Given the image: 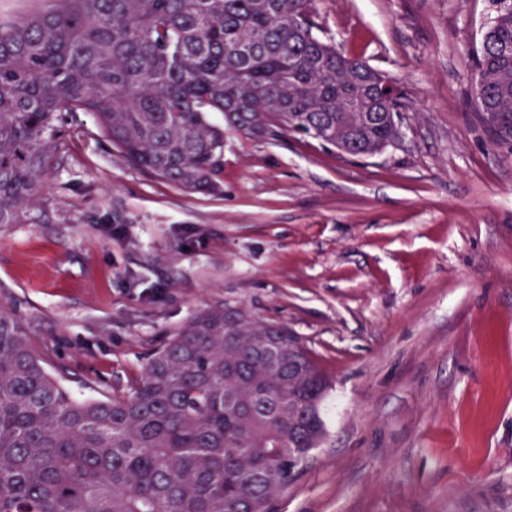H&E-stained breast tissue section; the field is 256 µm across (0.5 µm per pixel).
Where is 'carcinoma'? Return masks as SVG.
I'll return each mask as SVG.
<instances>
[{
  "label": "carcinoma",
  "mask_w": 512,
  "mask_h": 512,
  "mask_svg": "<svg viewBox=\"0 0 512 512\" xmlns=\"http://www.w3.org/2000/svg\"><path fill=\"white\" fill-rule=\"evenodd\" d=\"M0 0V225L46 182L66 118L89 112L133 167L219 190L224 126L371 156L400 137L364 62L313 33L312 0ZM475 63L478 112L512 141V0ZM280 333L276 345L268 333ZM328 381L287 326L200 311L129 392L79 398L0 312V512H281L326 436Z\"/></svg>",
  "instance_id": "1"
}]
</instances>
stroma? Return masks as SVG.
<instances>
[{
    "label": "stroma",
    "mask_w": 512,
    "mask_h": 512,
    "mask_svg": "<svg viewBox=\"0 0 512 512\" xmlns=\"http://www.w3.org/2000/svg\"><path fill=\"white\" fill-rule=\"evenodd\" d=\"M312 11L402 91L395 144L228 128L220 191L191 194L77 114L38 201L0 226V308L86 398L126 391L204 307L286 324L330 387L283 512H512V143L473 91L491 4Z\"/></svg>",
    "instance_id": "stroma-1"
}]
</instances>
